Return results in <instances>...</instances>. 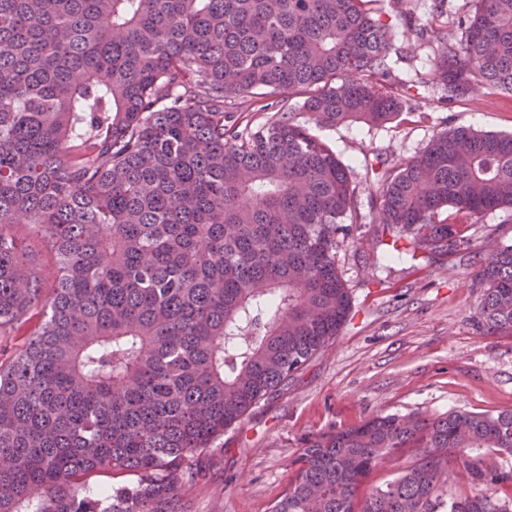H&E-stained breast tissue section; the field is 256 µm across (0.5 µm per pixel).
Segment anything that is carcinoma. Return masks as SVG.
Returning <instances> with one entry per match:
<instances>
[{"mask_svg": "<svg viewBox=\"0 0 512 512\" xmlns=\"http://www.w3.org/2000/svg\"><path fill=\"white\" fill-rule=\"evenodd\" d=\"M381 2L0 0V335L44 315L0 363V512H185L224 429L346 323L342 247L376 223V270L446 257L469 239L445 211L512 209V134L456 127L397 166L365 159L362 211L313 128L405 108ZM473 2L457 46L448 0L416 28L449 104L476 82L512 94V0ZM19 224L52 255L48 296ZM475 285L478 328L512 336V245ZM403 448L416 460L362 492ZM483 450L512 453V410L375 416L305 438L269 512H440L453 464L481 490L449 512H512V471ZM102 471L137 480L96 492Z\"/></svg>", "mask_w": 512, "mask_h": 512, "instance_id": "carcinoma-1", "label": "carcinoma"}]
</instances>
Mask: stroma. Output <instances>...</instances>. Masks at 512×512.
Returning <instances> with one entry per match:
<instances>
[{
  "mask_svg": "<svg viewBox=\"0 0 512 512\" xmlns=\"http://www.w3.org/2000/svg\"><path fill=\"white\" fill-rule=\"evenodd\" d=\"M383 19L406 61L395 79L410 101L391 123L358 122L320 129L360 180L364 157L383 153L397 164L421 153L434 135L453 127L512 133V95L476 85L465 100L446 104L438 84L437 43L415 26L431 18L433 0H383ZM470 243L448 257L403 256L372 269L379 247L372 233L343 247L339 266L352 313L335 342L304 370L225 430L206 470L185 489L187 512H269L291 476L304 438L357 425L378 414L449 410L498 413L512 409V337L477 327L480 291L474 273L488 253L512 244V211L487 213L468 230Z\"/></svg>",
  "mask_w": 512,
  "mask_h": 512,
  "instance_id": "1",
  "label": "stroma"
}]
</instances>
